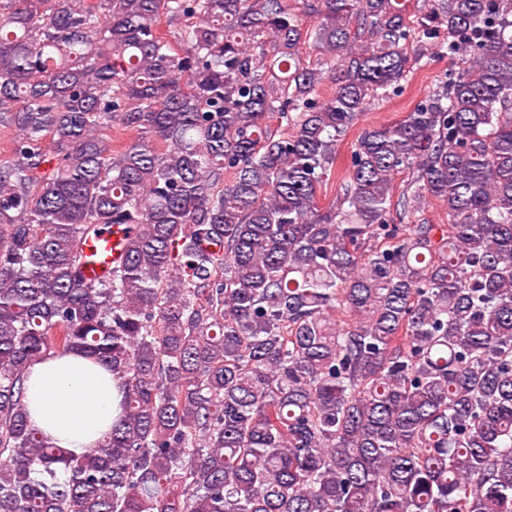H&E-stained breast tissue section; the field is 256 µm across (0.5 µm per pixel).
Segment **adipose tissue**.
I'll list each match as a JSON object with an SVG mask.
<instances>
[{
    "label": "adipose tissue",
    "mask_w": 512,
    "mask_h": 512,
    "mask_svg": "<svg viewBox=\"0 0 512 512\" xmlns=\"http://www.w3.org/2000/svg\"><path fill=\"white\" fill-rule=\"evenodd\" d=\"M24 393L31 426L76 455L95 447L119 415L117 379L78 351L31 364Z\"/></svg>",
    "instance_id": "ef3b65f1"
}]
</instances>
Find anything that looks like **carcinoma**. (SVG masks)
Returning <instances> with one entry per match:
<instances>
[{"label":"carcinoma","instance_id":"1","mask_svg":"<svg viewBox=\"0 0 512 512\" xmlns=\"http://www.w3.org/2000/svg\"><path fill=\"white\" fill-rule=\"evenodd\" d=\"M417 12L0 0V512H512V0ZM429 45L458 69L360 134L319 210ZM430 199L448 223H404ZM72 350L122 392L82 456L23 402L27 365ZM424 62L426 64L421 68L416 69L419 66L412 65L415 70L411 68L408 78L399 83L400 90L397 94H391L389 99L368 107L356 121L347 138L340 144L336 163L318 191V205L322 211L335 201L340 193L344 170L349 163L352 144L358 134L368 126L391 124L403 119L438 81L445 80L448 73L459 66L448 61V57L436 54L434 46L429 47L421 61L422 64ZM104 233L99 237L87 240L83 245V251L87 255L97 256L99 262L95 267H89L87 270L89 277H99L106 274L109 269L119 264L121 260V250L118 248L120 234Z\"/></svg>","mask_w":512,"mask_h":512}]
</instances>
